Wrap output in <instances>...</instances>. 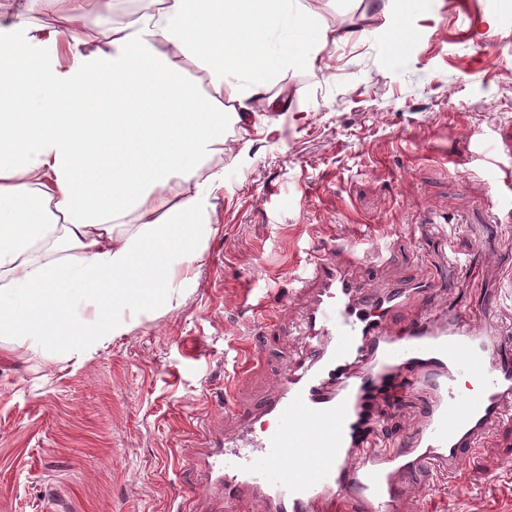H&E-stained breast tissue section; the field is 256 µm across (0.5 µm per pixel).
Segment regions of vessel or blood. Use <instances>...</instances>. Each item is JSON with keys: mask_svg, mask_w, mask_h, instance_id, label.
Listing matches in <instances>:
<instances>
[{"mask_svg": "<svg viewBox=\"0 0 512 512\" xmlns=\"http://www.w3.org/2000/svg\"><path fill=\"white\" fill-rule=\"evenodd\" d=\"M316 288L298 347L235 437L200 452L198 493L221 512H399L404 484L453 479L489 430L512 421V356L491 316L410 303L310 256ZM430 402L402 435L384 408L402 391Z\"/></svg>", "mask_w": 512, "mask_h": 512, "instance_id": "obj_1", "label": "vessel or blood"}]
</instances>
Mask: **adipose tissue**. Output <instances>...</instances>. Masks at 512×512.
Returning a JSON list of instances; mask_svg holds the SVG:
<instances>
[{"mask_svg":"<svg viewBox=\"0 0 512 512\" xmlns=\"http://www.w3.org/2000/svg\"><path fill=\"white\" fill-rule=\"evenodd\" d=\"M114 6L0 0V335L53 349L178 307L219 230L225 123L249 164L252 101L336 42L304 0Z\"/></svg>","mask_w":512,"mask_h":512,"instance_id":"ef3b65f1","label":"adipose tissue"}]
</instances>
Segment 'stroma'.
<instances>
[{
    "instance_id": "obj_1",
    "label": "stroma",
    "mask_w": 512,
    "mask_h": 512,
    "mask_svg": "<svg viewBox=\"0 0 512 512\" xmlns=\"http://www.w3.org/2000/svg\"><path fill=\"white\" fill-rule=\"evenodd\" d=\"M461 2L403 0L396 26L366 0H307L340 40L290 69L288 110L255 113L250 165L225 156L220 229L180 305L90 350L0 336V512H210L187 461L287 364L307 247L367 287L422 278L435 303L512 323V13ZM415 483L405 512H512V422L460 478Z\"/></svg>"
}]
</instances>
